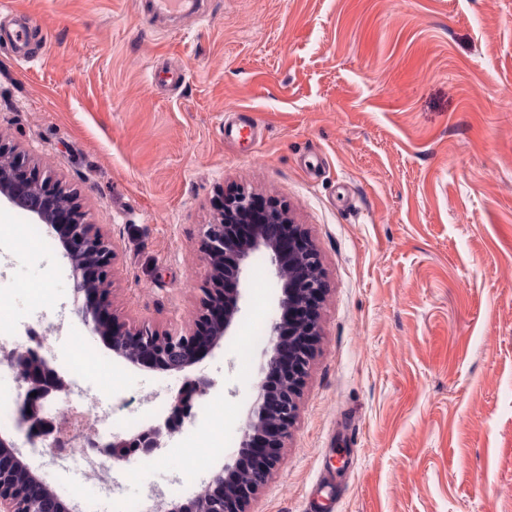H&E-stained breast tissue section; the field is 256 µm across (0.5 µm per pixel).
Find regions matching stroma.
<instances>
[{
    "label": "stroma",
    "mask_w": 512,
    "mask_h": 512,
    "mask_svg": "<svg viewBox=\"0 0 512 512\" xmlns=\"http://www.w3.org/2000/svg\"><path fill=\"white\" fill-rule=\"evenodd\" d=\"M39 58L0 47V138L76 193L116 245L113 301L138 326L187 334L225 193L287 208L320 252L321 337L298 415L250 512H512V0H6ZM260 120L255 152L224 114ZM9 344L45 332L40 299L98 346L61 252L0 255ZM239 322L189 374L211 381L171 448L112 499L52 468L63 501L124 512L151 491L184 502L232 461L262 380L257 324L277 281L242 274ZM248 362L251 377L238 367ZM186 374V375H189ZM186 375L129 367L84 376L113 434ZM223 439V452L212 444Z\"/></svg>",
    "instance_id": "obj_1"
}]
</instances>
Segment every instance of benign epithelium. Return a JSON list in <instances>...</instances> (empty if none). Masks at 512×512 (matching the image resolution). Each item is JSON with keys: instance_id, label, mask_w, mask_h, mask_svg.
<instances>
[{"instance_id": "7a95c632", "label": "benign epithelium", "mask_w": 512, "mask_h": 512, "mask_svg": "<svg viewBox=\"0 0 512 512\" xmlns=\"http://www.w3.org/2000/svg\"><path fill=\"white\" fill-rule=\"evenodd\" d=\"M255 197L243 188L224 195L221 209L205 225L201 252L208 266L207 286L187 335L171 336L148 327L133 328L110 312L111 272L116 256L108 238L85 221L76 197L59 182L30 164L24 155L0 142V203L29 212L47 226L71 266L75 291L84 295L81 315L92 335L118 361L136 368L186 372L231 335L241 314V274L252 255L265 253L279 285L280 316L270 324L271 345L261 367L264 380L259 399L247 415L238 459L214 472L206 488L184 502L155 494V512H249L252 495L263 486L279 459L295 419L315 345L320 336L317 305L325 290L318 250L302 225L287 210L272 204L258 212ZM241 224L253 225L249 236L238 235ZM24 389L21 421L27 435L48 440L60 430L44 412L49 401L63 399L68 383L38 350L5 355ZM211 382L186 378L174 397L164 423L151 425L135 438L112 437L99 448L123 460L132 452L151 454L164 447L192 411V401L207 394ZM0 512H75L41 482L24 463L14 441L0 436Z\"/></svg>"}]
</instances>
